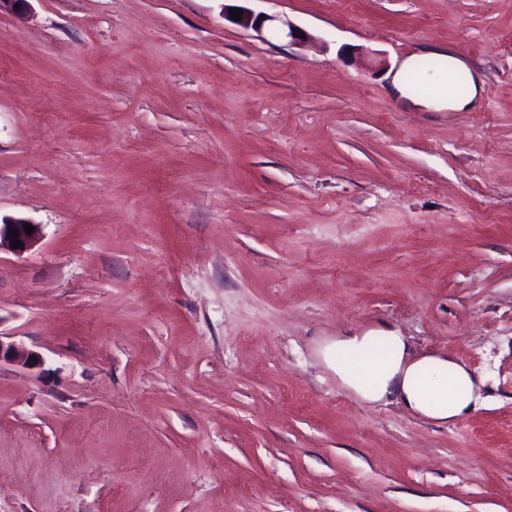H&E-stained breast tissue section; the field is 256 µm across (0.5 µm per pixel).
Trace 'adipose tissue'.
Instances as JSON below:
<instances>
[{
	"instance_id": "ef3b65f1",
	"label": "adipose tissue",
	"mask_w": 512,
	"mask_h": 512,
	"mask_svg": "<svg viewBox=\"0 0 512 512\" xmlns=\"http://www.w3.org/2000/svg\"><path fill=\"white\" fill-rule=\"evenodd\" d=\"M377 346L382 356L371 358L361 374L337 356L344 349ZM323 357L341 382L362 399L378 402L395 395L411 410L438 422L457 420L475 400L469 370L439 356L410 359L407 341L390 329L337 338L324 348Z\"/></svg>"
}]
</instances>
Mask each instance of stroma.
I'll return each mask as SVG.
<instances>
[{
	"label": "stroma",
	"mask_w": 512,
	"mask_h": 512,
	"mask_svg": "<svg viewBox=\"0 0 512 512\" xmlns=\"http://www.w3.org/2000/svg\"><path fill=\"white\" fill-rule=\"evenodd\" d=\"M311 36L243 28L239 5ZM440 49L485 92L390 91ZM0 512H512V0H30L0 13ZM388 328L451 423L323 363ZM410 61H406L400 70L394 74L391 85L392 93L396 98L403 100L411 106H423L434 110L455 109L462 110L484 92V82L477 74L470 75V94L466 98H457L448 87L435 78H426L431 86L429 97L426 99H412L407 94L406 76L410 69ZM408 100L409 102H407ZM26 224L32 225L34 227V232L31 234H27L24 229ZM18 231V236L13 237V235H9V231ZM39 234V225L32 224L30 221L26 219H10L5 220V222L0 223V248L3 242H7L13 250L17 252H23L27 250L37 239ZM13 238L18 239L21 242L20 247L14 248ZM376 346L384 354L371 357L362 375L337 357L344 349L372 350ZM323 357L341 382L362 399L378 402L395 395L411 410L438 422L457 420L476 399L469 370L445 357L409 360L407 341L390 329L337 338L324 348ZM21 363L27 367H36L41 365V359L38 355L28 352L15 343H6L0 336V365L1 362Z\"/></svg>",
	"instance_id": "35a3bbf8"
}]
</instances>
